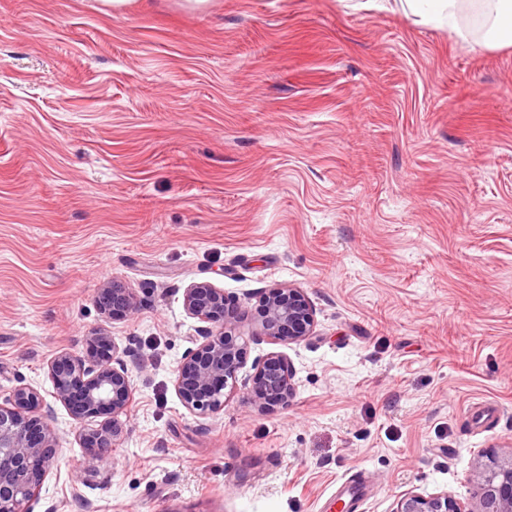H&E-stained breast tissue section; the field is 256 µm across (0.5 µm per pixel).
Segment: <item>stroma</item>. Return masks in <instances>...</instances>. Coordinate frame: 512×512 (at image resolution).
Listing matches in <instances>:
<instances>
[{"label": "stroma", "instance_id": "obj_1", "mask_svg": "<svg viewBox=\"0 0 512 512\" xmlns=\"http://www.w3.org/2000/svg\"><path fill=\"white\" fill-rule=\"evenodd\" d=\"M363 0H0V402L53 401L33 512H363L407 491L475 499L512 454V47ZM137 296L106 318L101 285ZM270 353L287 403L245 391L190 414L174 370L200 341L195 282ZM303 290L298 343L253 335L271 286ZM103 329L135 358L121 442L82 468L47 376ZM501 415L473 433L470 409ZM363 480L359 476H351L336 490V503H342L343 512L356 510L364 496Z\"/></svg>", "mask_w": 512, "mask_h": 512}]
</instances>
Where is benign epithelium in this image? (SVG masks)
I'll return each mask as SVG.
<instances>
[{
	"mask_svg": "<svg viewBox=\"0 0 512 512\" xmlns=\"http://www.w3.org/2000/svg\"><path fill=\"white\" fill-rule=\"evenodd\" d=\"M183 304L205 323L199 345L175 369V388L190 413L205 417L222 410L229 393L239 385L262 406L288 401L291 374L278 353L270 354L239 382L246 343L237 334L240 311L224 289L208 281L193 283L184 290ZM98 305L108 318L122 320L136 311L137 299L131 289L107 282L100 288ZM314 326V311L304 293L285 285L269 289L255 317L256 334L273 343L303 341ZM127 357V349L95 330L86 337L84 353L61 350L47 364L54 398L74 419L92 422L79 434L86 449V468L91 471L123 434L119 416L128 413L135 391ZM52 412L32 386L15 387L0 404V512H32L29 503L58 449L48 424ZM394 512H512V454L480 469L479 492L468 508L448 494L424 496L410 491L399 496Z\"/></svg>",
	"mask_w": 512,
	"mask_h": 512,
	"instance_id": "7a95c632",
	"label": "benign epithelium"
}]
</instances>
